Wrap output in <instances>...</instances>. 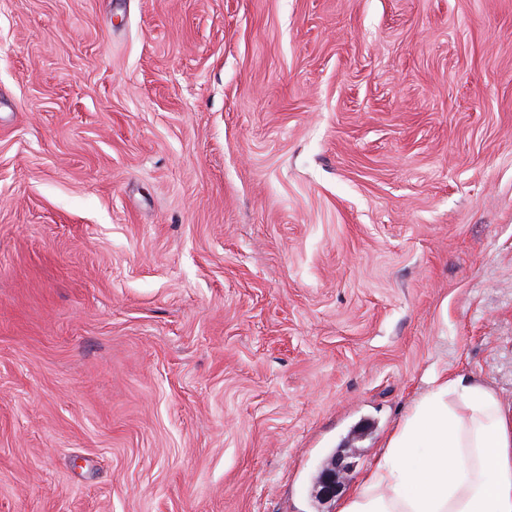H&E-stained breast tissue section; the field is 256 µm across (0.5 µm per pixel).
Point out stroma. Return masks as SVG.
Instances as JSON below:
<instances>
[{"label":"stroma","instance_id":"stroma-1","mask_svg":"<svg viewBox=\"0 0 512 512\" xmlns=\"http://www.w3.org/2000/svg\"><path fill=\"white\" fill-rule=\"evenodd\" d=\"M435 365L512 405V0H0V512H338ZM351 453L336 455L330 460L328 467L322 472L320 477L321 492L328 497H334L338 492L340 485L339 481L343 480L344 474L349 470V465L345 462Z\"/></svg>","mask_w":512,"mask_h":512}]
</instances>
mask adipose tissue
Wrapping results in <instances>:
<instances>
[{"mask_svg": "<svg viewBox=\"0 0 512 512\" xmlns=\"http://www.w3.org/2000/svg\"><path fill=\"white\" fill-rule=\"evenodd\" d=\"M339 512H512V407L434 368Z\"/></svg>", "mask_w": 512, "mask_h": 512, "instance_id": "ef3b65f1", "label": "adipose tissue"}]
</instances>
